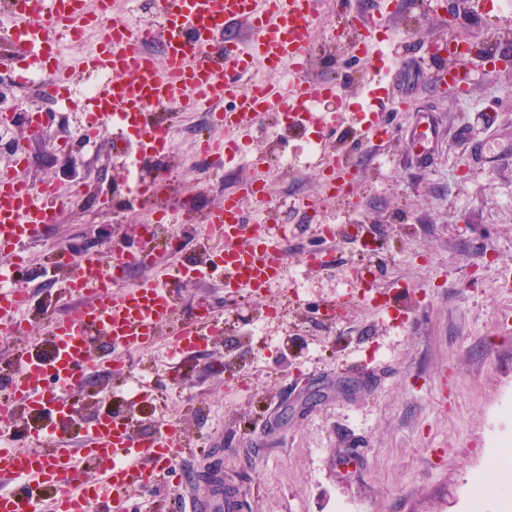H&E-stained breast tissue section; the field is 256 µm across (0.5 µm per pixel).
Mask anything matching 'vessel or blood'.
Masks as SVG:
<instances>
[{
    "instance_id": "vessel-or-blood-1",
    "label": "vessel or blood",
    "mask_w": 512,
    "mask_h": 512,
    "mask_svg": "<svg viewBox=\"0 0 512 512\" xmlns=\"http://www.w3.org/2000/svg\"><path fill=\"white\" fill-rule=\"evenodd\" d=\"M0 9L11 20L12 36L26 46L35 64H42L43 50L52 28L79 31L94 26L111 13L112 0H0ZM317 20L315 0H151L150 23L133 27L114 22L105 37L78 58L80 72L96 77L91 95L84 97L82 112L105 118L113 130L136 125L141 152L165 151L170 129L151 116L164 104L188 111L204 110L215 118L221 137L206 136L208 154L217 156L248 136L264 114L285 113L297 127L314 119L313 104L325 96L339 95L338 84L306 78L307 52ZM365 31L358 52L369 60L386 63L383 42L374 37L390 18L385 12L360 15ZM164 37L162 56L149 46L154 30ZM288 70L287 84L260 80L257 67ZM434 82L460 93L470 88L469 75L440 71ZM320 170L330 198L355 210L352 191L357 171L343 162H327ZM267 194L266 181L255 178L225 193L224 204L208 216L207 232L222 240V251L205 261H185L164 273L118 285L113 264L145 256L146 248L116 244L112 259L98 263L89 274L54 257L53 267L66 269L63 295L73 301L62 316L52 318L47 335L48 355L17 352L11 357L12 377L0 384L10 409L39 411L51 407L52 419L27 434L28 449L0 443V512H42L40 491H47L53 512H89L90 502L107 500L113 512H128L135 494L154 486L159 465L172 462L181 449L180 434L167 424L155 435L141 436L132 427L111 419L95 421L85 435L87 442L71 450L59 422L69 414L71 393L81 388L91 366L86 350L91 330L108 337L111 350L129 355L152 347L160 326L176 313V289L220 275L226 296L240 289L258 294L282 277L288 250L282 238L271 237L263 221L248 218L246 203ZM65 202L53 184L31 185L17 170L0 172V246H27L36 242L45 227L55 223ZM28 300L0 289V327L24 330L20 314ZM208 323L196 315L176 325V354L195 348ZM93 467L97 482L84 478ZM238 512L236 491L216 487L211 498L191 502L188 512Z\"/></svg>"
}]
</instances>
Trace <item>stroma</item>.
I'll return each instance as SVG.
<instances>
[{
	"label": "stroma",
	"instance_id": "35a3bbf8",
	"mask_svg": "<svg viewBox=\"0 0 512 512\" xmlns=\"http://www.w3.org/2000/svg\"><path fill=\"white\" fill-rule=\"evenodd\" d=\"M358 7L387 10L391 22L379 39L422 72L384 81L369 100L371 65L351 58L363 32L352 16L323 7L308 74L342 83V97L314 106L340 116L336 129L287 128L273 113L262 141L268 162L246 152L217 168L195 154L206 113L165 111L173 125L168 159L177 165L168 199L183 203L184 219L161 264L201 257L207 214L256 176L269 183L270 233L285 226L291 238L283 278L264 295L244 290L230 301L215 282L183 289L179 313L223 314V334L180 360L162 327L152 349L130 356V378L95 365L78 390L101 410L126 414L138 433L171 421L182 434L185 447L170 470L135 496L138 512H183L205 470L239 484L241 512H500L493 496L477 497L476 483H497V451L512 448V71L469 58L465 97L436 89L427 71L450 66L438 49L451 33L512 56V13L487 22L469 0H359ZM369 106L392 131L377 150L360 141ZM0 109L45 115L39 138L0 123V170L27 154L29 183L83 198L60 210L26 252L30 331L0 342L4 368L12 350L49 352L44 312L61 305L51 256L83 244L105 251L115 224H145L149 213L131 191L134 157L121 142L108 135L70 147L73 108L14 83ZM425 110L439 136L422 163L408 139ZM313 139L358 169L356 211L325 195L306 150ZM282 154L301 165H276ZM323 224L351 228L336 240L327 269L304 259L321 246ZM358 263L375 284L406 283L390 313L362 299L352 278ZM338 301L341 320H325V306Z\"/></svg>",
	"mask_w": 512,
	"mask_h": 512
}]
</instances>
